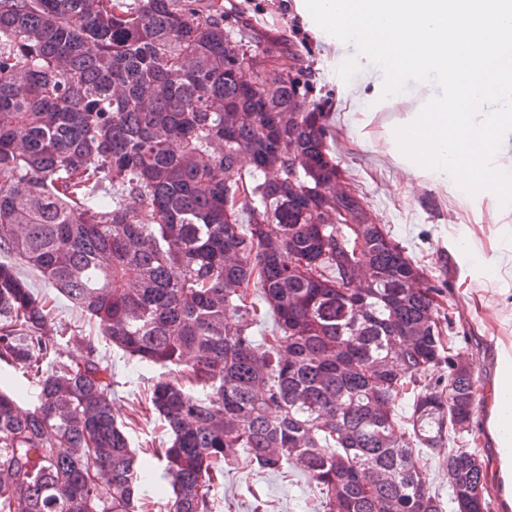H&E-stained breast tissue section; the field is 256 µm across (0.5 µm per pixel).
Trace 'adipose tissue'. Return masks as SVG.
Wrapping results in <instances>:
<instances>
[{"label": "adipose tissue", "instance_id": "1", "mask_svg": "<svg viewBox=\"0 0 512 512\" xmlns=\"http://www.w3.org/2000/svg\"><path fill=\"white\" fill-rule=\"evenodd\" d=\"M487 426L498 444L495 473L505 506L512 512V351L507 349L500 352L498 382Z\"/></svg>", "mask_w": 512, "mask_h": 512}]
</instances>
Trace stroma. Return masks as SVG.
I'll return each instance as SVG.
<instances>
[{
    "mask_svg": "<svg viewBox=\"0 0 512 512\" xmlns=\"http://www.w3.org/2000/svg\"><path fill=\"white\" fill-rule=\"evenodd\" d=\"M225 11L241 12L267 36L296 45L312 72L311 102L327 114L330 154L350 177L379 224L405 246L432 284L439 287L442 315L452 320L453 348L469 363L482 405L467 436L482 461L496 460L486 420L493 404L498 352L512 347V272L494 273L495 256L512 255V206L491 212L485 198L460 200L456 184L434 186L395 164L386 154V125L420 99L409 87L399 102L352 111L340 62L327 33L299 8V0H218ZM112 371V410L138 459L151 457L169 434L157 414L141 408L159 367L140 365L121 350L101 345ZM214 512H315L319 494L301 474H275L249 465L237 452L224 467V480L211 490Z\"/></svg>",
    "mask_w": 512,
    "mask_h": 512,
    "instance_id": "obj_1",
    "label": "stroma"
}]
</instances>
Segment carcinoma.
<instances>
[{
    "label": "carcinoma",
    "mask_w": 512,
    "mask_h": 512,
    "mask_svg": "<svg viewBox=\"0 0 512 512\" xmlns=\"http://www.w3.org/2000/svg\"><path fill=\"white\" fill-rule=\"evenodd\" d=\"M309 89L297 50L214 3L0 0V365L39 389L27 408L0 389V512H136L101 339L183 373L148 398L168 512H213L237 448L304 474L322 512H490L440 289L336 192ZM20 265L93 320L82 361ZM433 445L446 503L419 465Z\"/></svg>",
    "instance_id": "carcinoma-1"
}]
</instances>
